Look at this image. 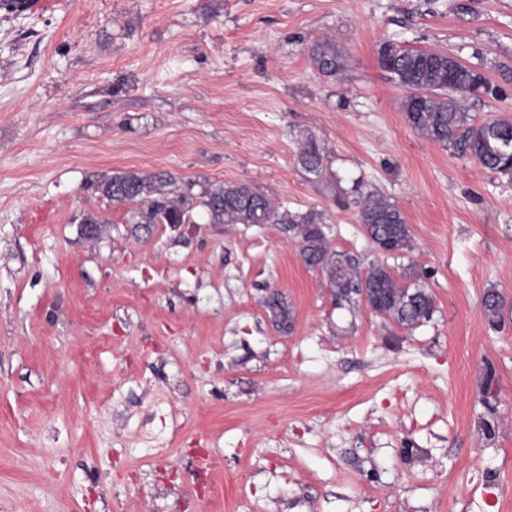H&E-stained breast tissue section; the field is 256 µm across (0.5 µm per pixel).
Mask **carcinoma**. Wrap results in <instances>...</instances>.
Instances as JSON below:
<instances>
[{
  "label": "carcinoma",
  "instance_id": "cac0c4a2",
  "mask_svg": "<svg viewBox=\"0 0 512 512\" xmlns=\"http://www.w3.org/2000/svg\"><path fill=\"white\" fill-rule=\"evenodd\" d=\"M311 59L324 73H335L344 66L342 48L330 39L315 42ZM381 67L407 94L402 108L408 124L421 136L433 141L452 140L463 154H469L483 166L506 171L512 165V120L493 118L479 124L469 122L460 101L476 96V73L459 63L448 69V59L437 51L394 46L379 54ZM299 161L304 170L319 177L323 172L321 155L313 142L305 144ZM172 184L165 174L122 173L101 186L104 196L113 201H141L146 207L138 212V223H167L171 217L188 218L190 199L171 195ZM207 205L218 224H286L298 239L306 265L320 268L328 288L338 301L365 296L367 304L384 318L412 329L429 319L433 298L420 285H403L387 267L371 265L365 273L347 254L334 251L315 212L303 214L280 211L270 197L245 183H227L210 193ZM358 222L364 235L383 251L401 252L409 247V225L402 212L391 202L369 195L361 202ZM504 297L495 289L485 292L482 311L496 325L504 308ZM271 312L283 330L291 326V312L278 300Z\"/></svg>",
  "mask_w": 512,
  "mask_h": 512
}]
</instances>
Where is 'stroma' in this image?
Masks as SVG:
<instances>
[{
  "mask_svg": "<svg viewBox=\"0 0 512 512\" xmlns=\"http://www.w3.org/2000/svg\"><path fill=\"white\" fill-rule=\"evenodd\" d=\"M386 40L480 69L470 118H512V0H0L1 503L512 512V173L408 126ZM130 171L168 173L191 221L147 229L99 192ZM228 182L320 214L360 271L425 274L431 318L336 303L287 225L213 223ZM371 193L409 249L362 234ZM311 59L316 67L324 73H335L344 66L342 48L330 39L315 42L311 47ZM504 304L503 295L496 289H489L485 292L482 299V311L490 324L496 325L499 323Z\"/></svg>",
  "mask_w": 512,
  "mask_h": 512,
  "instance_id": "1",
  "label": "stroma"
}]
</instances>
